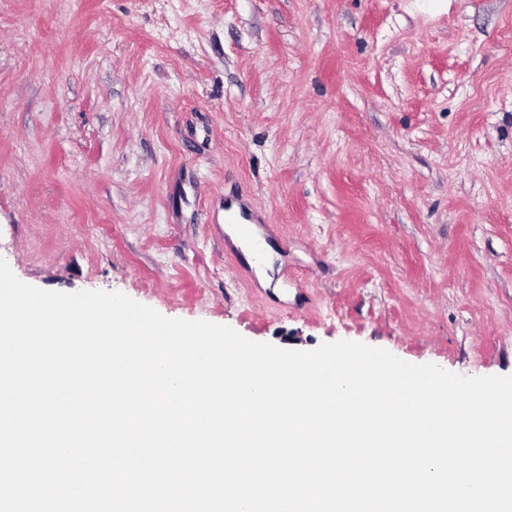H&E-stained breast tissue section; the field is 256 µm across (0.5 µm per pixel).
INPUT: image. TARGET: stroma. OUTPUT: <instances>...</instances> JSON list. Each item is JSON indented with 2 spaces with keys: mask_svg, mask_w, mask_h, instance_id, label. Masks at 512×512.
Instances as JSON below:
<instances>
[{
  "mask_svg": "<svg viewBox=\"0 0 512 512\" xmlns=\"http://www.w3.org/2000/svg\"><path fill=\"white\" fill-rule=\"evenodd\" d=\"M0 258L281 349L512 375V0H0ZM231 201H226L224 204L225 223L236 224L240 238L252 248L254 253H258L260 250L259 244L254 240L250 227L252 215L241 206H239V210L234 209Z\"/></svg>",
  "mask_w": 512,
  "mask_h": 512,
  "instance_id": "35a3bbf8",
  "label": "stroma"
}]
</instances>
